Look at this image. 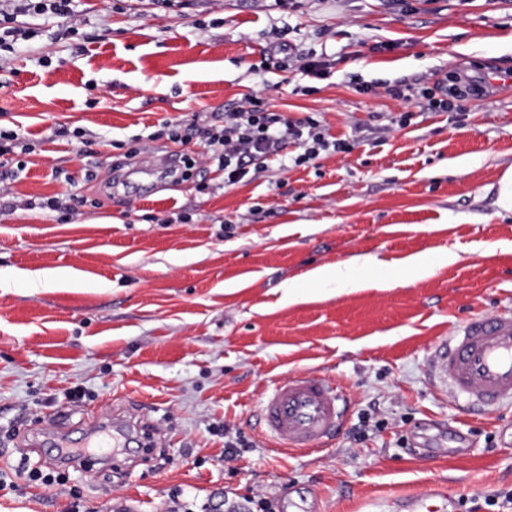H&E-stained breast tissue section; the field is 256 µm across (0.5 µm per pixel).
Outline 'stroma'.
<instances>
[{
  "mask_svg": "<svg viewBox=\"0 0 512 512\" xmlns=\"http://www.w3.org/2000/svg\"><path fill=\"white\" fill-rule=\"evenodd\" d=\"M78 9V35L51 41L52 19L32 16L38 36L0 55V128L30 146L19 207L0 215V512H225L254 496L272 512H406L435 486L457 512H512L484 503L512 490V404L469 413L428 370L462 318L512 309V85L460 114L419 95L512 76V0ZM250 96L347 150L297 165L290 144L231 186L212 159L164 174L167 154L208 148L150 134ZM65 190L72 215L42 207ZM448 251L409 278L407 259ZM344 263L362 288L310 277ZM59 269L78 282L38 286ZM289 372L343 391L337 438L265 437L260 402ZM112 413L146 423L154 450L86 445Z\"/></svg>",
  "mask_w": 512,
  "mask_h": 512,
  "instance_id": "stroma-1",
  "label": "stroma"
}]
</instances>
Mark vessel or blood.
Listing matches in <instances>:
<instances>
[{
	"instance_id": "1",
	"label": "vessel or blood",
	"mask_w": 512,
	"mask_h": 512,
	"mask_svg": "<svg viewBox=\"0 0 512 512\" xmlns=\"http://www.w3.org/2000/svg\"><path fill=\"white\" fill-rule=\"evenodd\" d=\"M434 382L490 410L512 403V310L478 313L460 322L434 350ZM348 406L329 381L289 373L265 394L260 422L267 434L296 449L315 448L338 434Z\"/></svg>"
}]
</instances>
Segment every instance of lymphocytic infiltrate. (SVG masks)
Wrapping results in <instances>:
<instances>
[{"instance_id": "lymphocytic-infiltrate-1", "label": "lymphocytic infiltrate", "mask_w": 512, "mask_h": 512, "mask_svg": "<svg viewBox=\"0 0 512 512\" xmlns=\"http://www.w3.org/2000/svg\"><path fill=\"white\" fill-rule=\"evenodd\" d=\"M43 15L50 13L62 18L59 36L78 32L76 0H17L13 12L0 10V52H13L15 39L31 36V29L17 25L21 14ZM167 135L172 139H202L213 151L214 159L229 184H236L247 173L251 162L279 154L287 144L300 147L297 163L316 158L320 152L346 149L341 139H328L320 122L313 117L294 119L287 113L270 109L268 103L246 99L236 111L224 117L223 124H216L207 113H196L189 126H169Z\"/></svg>"}]
</instances>
